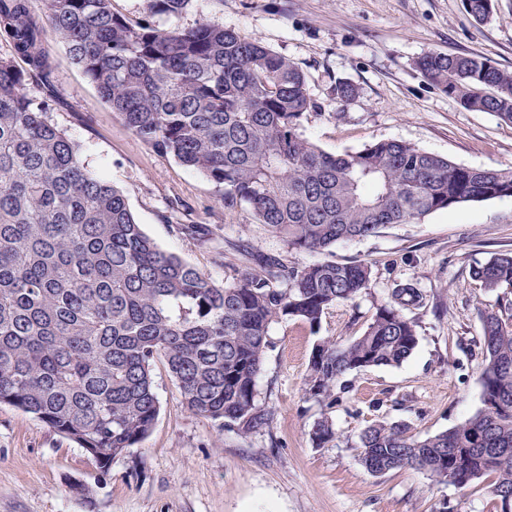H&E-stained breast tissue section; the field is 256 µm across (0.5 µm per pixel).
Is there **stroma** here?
<instances>
[{"label": "stroma", "mask_w": 512, "mask_h": 512, "mask_svg": "<svg viewBox=\"0 0 512 512\" xmlns=\"http://www.w3.org/2000/svg\"><path fill=\"white\" fill-rule=\"evenodd\" d=\"M257 39L304 73L314 107L301 132L320 149L354 152L400 140L468 167L512 165V123L464 108L429 84L415 61L429 51L474 53L512 72V0H495L490 20L476 22L462 0H192L178 24L197 22ZM53 121L81 146L87 168L123 191L144 231L165 251L208 273L230 278L217 250L243 241L289 265L364 261L368 290L329 307L319 329L272 324L259 404L271 408L265 430L220 431L188 412L164 367L154 370L160 411L149 434L102 474L94 459L47 424L0 405V512H495L487 481L461 490L402 468L373 476L359 462V433L375 421H400L424 438L447 431L481 406L479 374L484 310L512 305V286L487 291L470 268L512 252V197L431 213L326 252L290 251L259 224L247 205L225 209L199 172L142 141L112 112L72 62L54 29ZM347 81L356 97L339 102ZM205 225L203 245L181 233L184 221ZM411 281L426 296L408 310L418 345L397 367H368L327 410L305 394L314 344L360 336L396 284ZM330 417L337 439L319 448L314 423Z\"/></svg>", "instance_id": "obj_1"}]
</instances>
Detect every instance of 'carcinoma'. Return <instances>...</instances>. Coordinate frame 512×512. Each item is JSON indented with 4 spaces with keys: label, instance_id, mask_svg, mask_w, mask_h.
<instances>
[{
    "label": "carcinoma",
    "instance_id": "carcinoma-1",
    "mask_svg": "<svg viewBox=\"0 0 512 512\" xmlns=\"http://www.w3.org/2000/svg\"><path fill=\"white\" fill-rule=\"evenodd\" d=\"M192 0H148L138 20L112 0H0V404L16 407L83 448L106 473L150 432L159 414L160 361L185 408L247 435L272 412L256 379L276 322L315 329L325 310L367 290V262L288 265L241 243L236 275L216 284L160 248L124 193L91 173L79 145L51 119L49 23L72 61L127 127L211 181L224 207L249 206L290 250L321 252L465 203L512 197V166L472 168L396 140L344 154L320 150L300 126L314 103L302 70L258 40L208 22L161 27ZM478 22L493 0H463ZM416 68L472 111L512 123V73L476 54L430 51ZM39 80L49 95L25 93ZM184 234L211 243L202 224ZM471 278L512 286V252L475 264ZM423 300L404 284L347 344L313 347L306 394L331 408L340 380L399 366L418 344L404 309ZM482 407L456 427L417 438L402 422L359 434L360 462L375 476L412 468L466 488L492 478L496 512L512 496V314L482 325ZM313 444L337 439L314 423Z\"/></svg>",
    "mask_w": 512,
    "mask_h": 512
}]
</instances>
